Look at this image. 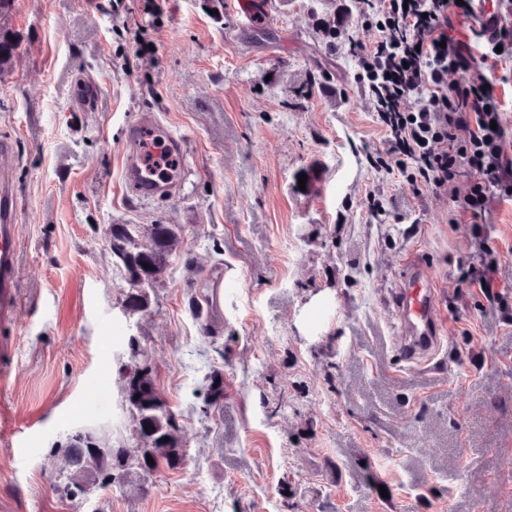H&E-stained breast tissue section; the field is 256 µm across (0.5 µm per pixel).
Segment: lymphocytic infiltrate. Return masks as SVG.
<instances>
[{
	"mask_svg": "<svg viewBox=\"0 0 512 512\" xmlns=\"http://www.w3.org/2000/svg\"><path fill=\"white\" fill-rule=\"evenodd\" d=\"M377 20L371 44L350 40L376 103L383 153L414 195L449 196L453 224L487 223L512 198V136L499 121L512 84V0H357ZM466 22L465 31L457 23ZM457 71L462 81H449Z\"/></svg>",
	"mask_w": 512,
	"mask_h": 512,
	"instance_id": "obj_1",
	"label": "lymphocytic infiltrate"
}]
</instances>
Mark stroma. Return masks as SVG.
<instances>
[{
	"mask_svg": "<svg viewBox=\"0 0 512 512\" xmlns=\"http://www.w3.org/2000/svg\"><path fill=\"white\" fill-rule=\"evenodd\" d=\"M230 2L13 0L0 15L17 42L0 66V139L13 143L0 168L24 271L15 322L0 326V430L36 432L24 449L0 445V512H512V200L478 236L449 223V197H413L371 163L385 135L346 37L379 31L355 0H280L274 26L238 33ZM325 20L341 38L326 39ZM312 70L323 80L309 89ZM79 76L98 86L94 111L75 107ZM142 111L186 143L166 201L121 180ZM113 224L182 228L131 317ZM483 237L495 299L462 278ZM414 256L442 344L408 368L388 297ZM219 269L223 318L207 328L189 299ZM133 338L187 458L65 507L68 434L133 440L119 372ZM215 370L224 396L206 414Z\"/></svg>",
	"mask_w": 512,
	"mask_h": 512,
	"instance_id": "stroma-1",
	"label": "stroma"
}]
</instances>
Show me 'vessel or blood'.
Masks as SVG:
<instances>
[{"label": "vessel or blood", "mask_w": 512, "mask_h": 512, "mask_svg": "<svg viewBox=\"0 0 512 512\" xmlns=\"http://www.w3.org/2000/svg\"><path fill=\"white\" fill-rule=\"evenodd\" d=\"M275 0H238L235 18L241 25H269L274 20ZM164 135L165 142L175 157L185 155L183 137L166 131L155 113L142 112L129 123L124 133V151L121 177L135 196L143 201L172 197L175 182H151L144 178L146 160L143 145L148 137ZM20 226L13 179L8 170L0 171V324L14 320L21 303L22 269L19 261ZM403 340L399 346L402 359L409 365L425 361L440 340L435 315V290L425 278L423 265L411 261L406 275L395 292Z\"/></svg>", "instance_id": "1"}]
</instances>
